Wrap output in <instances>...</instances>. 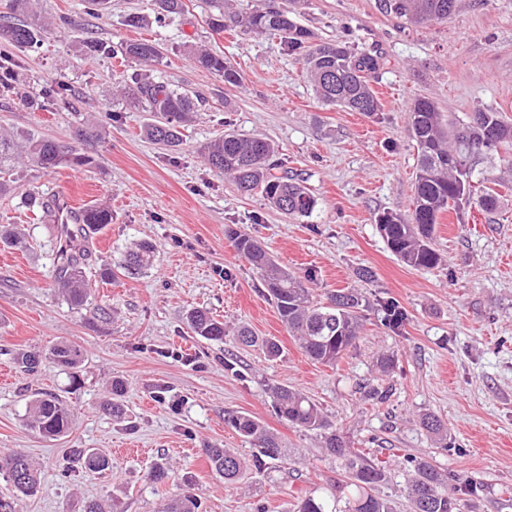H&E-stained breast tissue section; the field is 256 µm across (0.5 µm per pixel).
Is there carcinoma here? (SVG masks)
Listing matches in <instances>:
<instances>
[{
	"mask_svg": "<svg viewBox=\"0 0 512 512\" xmlns=\"http://www.w3.org/2000/svg\"><path fill=\"white\" fill-rule=\"evenodd\" d=\"M214 12L209 25L215 31L227 27L241 28L258 34L280 36L290 52L302 61L306 74L319 99L328 106L374 117L381 111V102L369 85L383 66V57L374 49H360L342 41L315 42L314 33L297 24L288 10L260 5L249 11L226 10L228 0H211ZM458 0H377L378 9L414 27H426L435 21L444 22L456 11ZM156 19L160 22L185 12L184 0H156ZM8 12L0 15V39L12 48L25 51L41 44L47 33L46 24L32 8V0H8ZM124 54L143 63L160 57L158 47L147 40L125 43ZM193 62L229 85L241 81L236 67L224 56L205 49L191 51ZM130 105L154 112L157 120L145 127L152 141L169 148L182 144L181 128L195 112V102L163 82L148 76L132 78V84L122 88ZM409 127L416 144L418 159L414 182L413 210L407 215L385 212L378 218V230L391 252L406 266L416 270L436 267L441 257L432 246L438 215L456 209L462 201L474 200L479 207L492 211L501 195L496 190L500 181L484 175L471 184L478 158L493 159L499 149L512 145V124L503 113L478 108L467 122L444 119L434 102L426 97L414 99L408 108ZM496 132V141H484V131ZM99 135L94 125L78 131L77 144H64L51 138L30 136L18 146L11 138L0 134V170L14 166L19 154L31 165L52 171L60 167H89L92 156L82 152L80 145ZM200 153L215 170L230 177L242 194L259 191L284 215H310L317 205L312 192L302 181L283 170L279 176L273 170L281 168L274 160L275 148L261 138H244L228 132L223 137L200 146ZM24 204L40 211L41 223L56 234L54 278L62 284L69 304L75 308L87 301L85 288L86 232L112 223V210L104 204L90 205L82 211V224H66L57 211L56 199L29 194ZM227 236L240 256L262 276L267 296L275 303L281 322L294 338L300 350L311 360L331 365L353 347L363 328L366 299L361 291L351 288L327 296L324 302H314L309 288L300 278L279 265L270 253L249 235L228 229ZM0 245L16 250H28L25 238L8 227L0 226ZM155 257V246L143 242L127 251L117 267L128 271L149 268ZM186 320L195 335L209 341L224 338V322L210 313L195 309ZM238 342L245 346L261 344L267 356L276 358L281 349L275 340L258 341L252 331L241 326L236 331ZM26 372H35L48 362L77 380L76 369L83 361V351L71 344L52 346L44 355L20 352L14 357ZM273 407L289 423L320 433L328 455L339 461L345 487L353 489L344 505L329 504L324 499L306 496L292 504L289 512H395L391 501L380 496L379 486L388 481L386 467L376 465L349 448L343 437L333 429L319 407L301 391L281 385L270 388ZM125 384L112 381V403L108 411L116 418L124 415L121 398ZM28 425L48 438L65 435L72 425L71 408L52 394H37L29 404ZM228 423L257 449L252 464L257 470L272 461L284 463L287 456L277 436L263 424L247 415H232ZM203 452L212 471L231 484L239 480L244 464L228 448L206 446ZM73 460L80 467L95 472L112 470V459L93 449L74 450ZM407 473L406 497L410 512H458L457 491L474 484L471 477L454 479L442 475L426 460L406 456L400 462ZM0 475L13 485L16 497H34L41 478L27 455L21 452L0 453ZM197 487L192 477L183 478L178 493L164 505L162 512H198Z\"/></svg>",
	"mask_w": 512,
	"mask_h": 512,
	"instance_id": "carcinoma-1",
	"label": "carcinoma"
}]
</instances>
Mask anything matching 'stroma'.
<instances>
[{
	"label": "stroma",
	"instance_id": "obj_1",
	"mask_svg": "<svg viewBox=\"0 0 512 512\" xmlns=\"http://www.w3.org/2000/svg\"><path fill=\"white\" fill-rule=\"evenodd\" d=\"M186 11L158 24L154 0H111L94 16L84 0H36L53 29L39 48L18 55L8 90H0V130L72 142L80 123L96 117L97 140L86 150L96 167L52 171L19 163L1 176L0 225L27 236V252L0 247V452L27 454L42 477L40 492L17 501V512H82L91 499L117 500L122 512H161L183 475H191L202 512H288L297 498L336 496L338 465L319 433L281 419L267 393L271 383L313 399L349 446L390 471L379 488L396 512H410L405 473L396 463L411 455L440 472L474 477L460 493L462 512H512V192L500 207L444 213L435 249L442 262L415 270L388 249L376 227L379 214L409 213L417 149L407 130L414 98L433 100L444 117L464 119L485 107L512 120V0H460L448 22L404 27L381 14L376 0H278L322 40L376 47L385 65L371 85L382 103L378 116L323 106L296 55L283 39L241 30L215 32L209 0H185ZM142 17L140 27L125 18ZM110 44L111 55H86L83 43ZM149 40L160 59L148 74L199 96L178 149L148 140L149 112L121 98L124 78L138 70L122 43ZM202 45L231 61L241 83L230 86L197 67L187 54ZM64 80L68 93L43 96ZM232 131L270 140L279 161L317 198L311 215L291 218L261 193L242 195L211 168L198 148ZM30 192L69 196L79 207L108 205L112 222L92 235L88 303L69 306L54 279L55 241L25 208ZM233 227L260 242L282 265L311 274L315 299L343 288L368 300L356 345L336 364L312 361L297 347L267 296L260 274L226 236ZM156 247L141 275L103 282L100 266L134 244ZM371 270L362 280V270ZM405 310L401 329L388 326L383 304ZM223 321L226 335L204 341L185 321L189 309ZM247 325L256 336L279 340L283 354L268 359L237 344ZM78 345L84 361L78 384L52 364L35 373L14 365L20 350L45 352ZM396 366L380 374L379 355ZM123 380L126 414H102L113 380ZM380 382L381 404L362 400L359 386ZM51 393L70 405L71 430L45 438L26 424L29 399ZM260 420L286 448L288 463L247 468L224 483L202 452L216 444L251 459L254 450L224 422L227 414ZM448 427L439 441L423 430V415ZM94 448L112 469L76 470L62 477L72 451ZM165 463L169 477L148 479Z\"/></svg>",
	"mask_w": 512,
	"mask_h": 512
}]
</instances>
